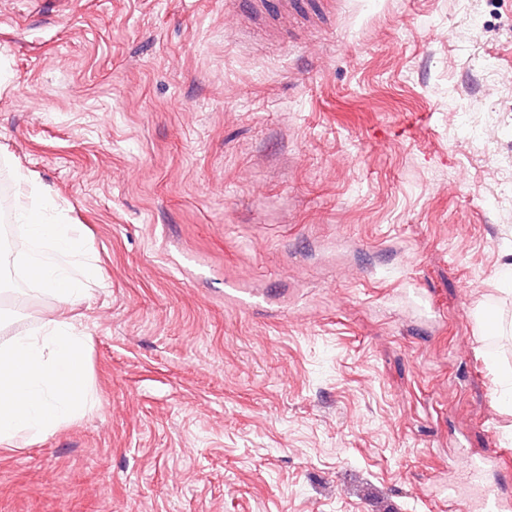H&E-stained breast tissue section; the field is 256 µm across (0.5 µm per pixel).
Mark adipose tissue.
<instances>
[{"mask_svg": "<svg viewBox=\"0 0 512 512\" xmlns=\"http://www.w3.org/2000/svg\"><path fill=\"white\" fill-rule=\"evenodd\" d=\"M39 195L38 186H30L16 207L29 243L26 275L67 303L80 296L92 264L77 225L50 222ZM83 369L81 332L55 317L1 342L0 442L21 432L36 439L83 415L89 404Z\"/></svg>", "mask_w": 512, "mask_h": 512, "instance_id": "adipose-tissue-1", "label": "adipose tissue"}]
</instances>
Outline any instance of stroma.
I'll use <instances>...</instances> for the list:
<instances>
[{
	"label": "stroma",
	"instance_id": "stroma-1",
	"mask_svg": "<svg viewBox=\"0 0 512 512\" xmlns=\"http://www.w3.org/2000/svg\"><path fill=\"white\" fill-rule=\"evenodd\" d=\"M507 73L512 0H0V183L96 269L0 267V342L71 319L95 398L0 512H456L512 448ZM40 190L32 184L16 207V216L24 224L29 248L25 271L29 280L53 294L62 303L80 296V279L88 278L92 264L81 249V234L74 224H54L46 218L39 203ZM507 455L504 451L492 450L483 456L464 454V463L461 468L470 487L480 491L481 506L485 512L503 511V502L497 489L485 481L486 472L490 467L497 469L498 463Z\"/></svg>",
	"mask_w": 512,
	"mask_h": 512
}]
</instances>
